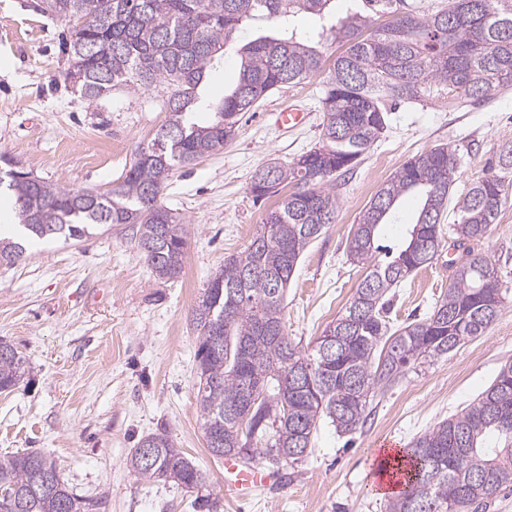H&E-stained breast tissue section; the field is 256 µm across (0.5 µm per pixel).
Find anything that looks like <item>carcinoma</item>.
I'll return each instance as SVG.
<instances>
[{
  "label": "carcinoma",
  "instance_id": "1",
  "mask_svg": "<svg viewBox=\"0 0 512 512\" xmlns=\"http://www.w3.org/2000/svg\"><path fill=\"white\" fill-rule=\"evenodd\" d=\"M45 10L70 23L65 80L86 99L112 88H160L169 118L138 148L123 181L108 193L68 189L12 166L0 177L19 223L37 237L81 239L94 226L133 225L134 241L161 280L182 273L187 233L160 196L173 170L224 149L245 113L268 93L326 73L320 100L322 145L291 164L257 169L249 191L264 200L293 186L265 214L249 245L224 259L194 308L198 331L197 401L212 456L244 460L308 455L322 421L341 434L365 421L376 391L388 388L416 362L446 355L483 335L504 300L497 270L472 255L453 263L448 289L429 316L391 330L383 299L406 277L433 263L442 242V217L452 198L456 151L437 146L405 162L359 217L347 244L357 264H373L345 312L314 345L300 350L286 336L283 297L309 247L335 223L336 179L352 170L387 128L400 103L446 99L479 101L512 86V0H450L429 11L412 0H42ZM316 16L346 50L333 68L313 40L296 28ZM390 20L382 25L375 21ZM272 32L238 50L236 85L207 105L196 122L199 90L253 19ZM512 178V145L502 149L485 177L456 199L458 239H483L501 212ZM416 199V219L403 248L375 261L378 228L396 220L399 200ZM24 254L21 243L0 238V263ZM27 371L16 348H0V392ZM249 415L243 428L241 417ZM154 449L151 463L140 450ZM404 481L385 512H476L512 487V362L481 396L417 437L404 451ZM128 467L144 481L187 488L204 484L200 469L166 433L143 437ZM98 502L64 483L56 461L40 453L0 455V512H93Z\"/></svg>",
  "mask_w": 512,
  "mask_h": 512
}]
</instances>
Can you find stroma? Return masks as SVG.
<instances>
[{"label": "stroma", "instance_id": "1", "mask_svg": "<svg viewBox=\"0 0 512 512\" xmlns=\"http://www.w3.org/2000/svg\"><path fill=\"white\" fill-rule=\"evenodd\" d=\"M35 3L0 0V156L69 189L108 191L165 123L162 93L120 86L94 100L81 97L63 78L68 25ZM321 84L314 76L269 94L223 151L173 172L161 201L187 231L178 279L155 277L127 224L79 240L35 241L22 260L0 264V341L21 351L28 367L22 383L0 394V455L47 454L75 493L98 500L96 512H195V492L140 480L127 466L139 439L163 430L202 470L213 512H384L387 498L373 487L382 445L407 447L473 402L512 361V188L475 247L507 290L497 320L378 392L351 436L320 426L307 458L281 462L274 485L240 497L224 485L223 459L206 447L192 312L225 257L244 250L266 210L284 200L254 202L253 172L320 144ZM292 105L307 108L309 119L277 128L274 111ZM510 143L512 87L467 107L439 100L389 112L384 134L337 181L334 224L296 267L283 309L288 336L307 347L351 302L368 269L348 261L345 242L398 167L432 147H451L460 159V195ZM93 153L105 161L88 165ZM447 260L440 255L390 292L391 326L431 312L448 287Z\"/></svg>", "mask_w": 512, "mask_h": 512}]
</instances>
